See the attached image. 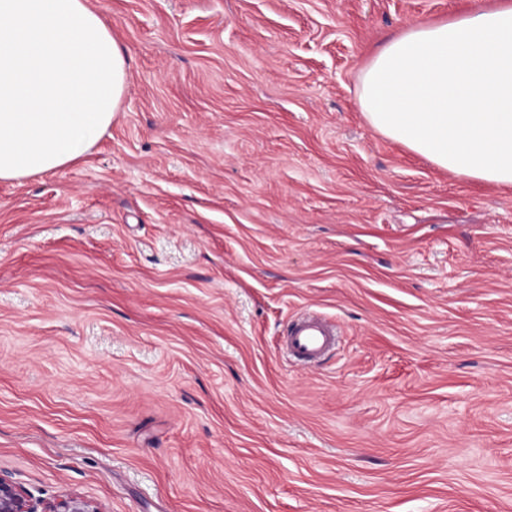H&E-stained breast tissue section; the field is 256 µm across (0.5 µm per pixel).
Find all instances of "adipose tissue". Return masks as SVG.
Returning <instances> with one entry per match:
<instances>
[{
  "instance_id": "obj_1",
  "label": "adipose tissue",
  "mask_w": 512,
  "mask_h": 512,
  "mask_svg": "<svg viewBox=\"0 0 512 512\" xmlns=\"http://www.w3.org/2000/svg\"><path fill=\"white\" fill-rule=\"evenodd\" d=\"M126 90L125 52L90 0H0V182L89 155ZM359 103L439 168L512 185V0L391 38L360 73Z\"/></svg>"
}]
</instances>
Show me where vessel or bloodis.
Masks as SVG:
<instances>
[{
	"label": "vessel or blood",
	"instance_id": "obj_1",
	"mask_svg": "<svg viewBox=\"0 0 512 512\" xmlns=\"http://www.w3.org/2000/svg\"><path fill=\"white\" fill-rule=\"evenodd\" d=\"M339 333L334 324L313 314L303 313L290 321L282 347L297 362L315 366L322 358L335 350Z\"/></svg>",
	"mask_w": 512,
	"mask_h": 512
}]
</instances>
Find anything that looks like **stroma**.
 Wrapping results in <instances>:
<instances>
[{
  "label": "stroma",
  "mask_w": 512,
  "mask_h": 512,
  "mask_svg": "<svg viewBox=\"0 0 512 512\" xmlns=\"http://www.w3.org/2000/svg\"><path fill=\"white\" fill-rule=\"evenodd\" d=\"M498 0H93L77 163L0 183V473L102 512H512V185L376 131L391 36ZM312 310L320 366L278 347Z\"/></svg>",
  "instance_id": "obj_1"
}]
</instances>
